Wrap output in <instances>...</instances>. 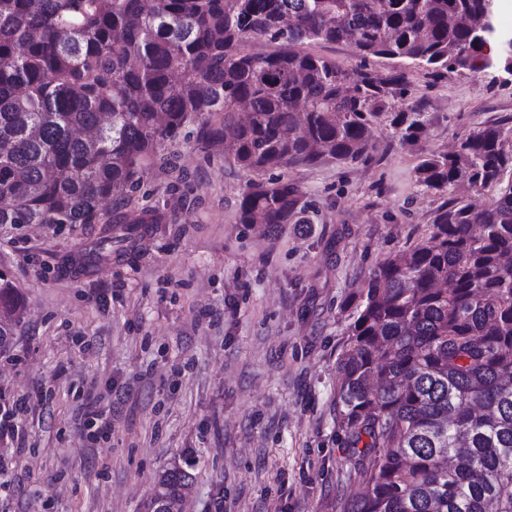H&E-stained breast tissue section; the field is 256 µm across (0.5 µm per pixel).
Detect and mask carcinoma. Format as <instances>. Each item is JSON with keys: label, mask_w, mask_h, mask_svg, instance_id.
Returning <instances> with one entry per match:
<instances>
[{"label": "carcinoma", "mask_w": 512, "mask_h": 512, "mask_svg": "<svg viewBox=\"0 0 512 512\" xmlns=\"http://www.w3.org/2000/svg\"><path fill=\"white\" fill-rule=\"evenodd\" d=\"M484 0H0V224H110L81 266L135 243L165 206L130 207L168 147L224 146L247 172L369 159L384 118L414 149L418 109L386 111L392 81L352 78L305 50L436 74L486 69L476 41ZM262 41L273 51L243 49ZM430 192L496 189L478 208L450 198L429 236L379 262L353 292L337 363L336 419L365 492L339 512H512V126L490 125L451 153L420 155ZM302 192L250 180L238 223L306 224ZM112 203V208L104 204ZM22 305L0 283V346ZM166 469L142 512L185 498Z\"/></svg>", "instance_id": "carcinoma-1"}]
</instances>
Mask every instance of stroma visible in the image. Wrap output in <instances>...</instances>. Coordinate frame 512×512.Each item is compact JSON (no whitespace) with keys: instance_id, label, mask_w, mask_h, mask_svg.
Here are the masks:
<instances>
[{"instance_id":"obj_1","label":"stroma","mask_w":512,"mask_h":512,"mask_svg":"<svg viewBox=\"0 0 512 512\" xmlns=\"http://www.w3.org/2000/svg\"><path fill=\"white\" fill-rule=\"evenodd\" d=\"M312 51L353 77H398L388 111L420 106L429 136L415 152L383 122L370 161L284 170L307 231L237 223L248 174L192 141L172 149L184 182L157 169L134 195L165 203L169 223L113 247L97 275L68 260L104 225L0 226V277L24 303L0 347V402L31 400L19 438L0 442V512H139L175 463L193 478L182 512H214L219 497L224 512H333L364 492L336 423L350 296L429 234L442 197L417 184L419 152L512 126V81L432 76L345 43ZM100 409L106 440L88 425Z\"/></svg>"}]
</instances>
